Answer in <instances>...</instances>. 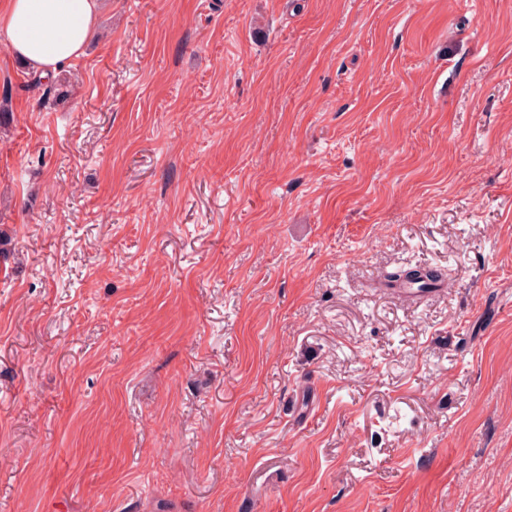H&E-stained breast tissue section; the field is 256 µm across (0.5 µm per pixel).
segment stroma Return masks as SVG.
Listing matches in <instances>:
<instances>
[{
  "label": "stroma",
  "mask_w": 512,
  "mask_h": 512,
  "mask_svg": "<svg viewBox=\"0 0 512 512\" xmlns=\"http://www.w3.org/2000/svg\"><path fill=\"white\" fill-rule=\"evenodd\" d=\"M55 80L0 38V512H512V0H104Z\"/></svg>",
  "instance_id": "35a3bbf8"
}]
</instances>
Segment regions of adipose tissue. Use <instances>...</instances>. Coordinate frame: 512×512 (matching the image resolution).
Returning <instances> with one entry per match:
<instances>
[{
	"label": "adipose tissue",
	"mask_w": 512,
	"mask_h": 512,
	"mask_svg": "<svg viewBox=\"0 0 512 512\" xmlns=\"http://www.w3.org/2000/svg\"><path fill=\"white\" fill-rule=\"evenodd\" d=\"M99 8L100 0H6L0 37L16 59L47 78L83 55Z\"/></svg>",
	"instance_id": "adipose-tissue-1"
}]
</instances>
